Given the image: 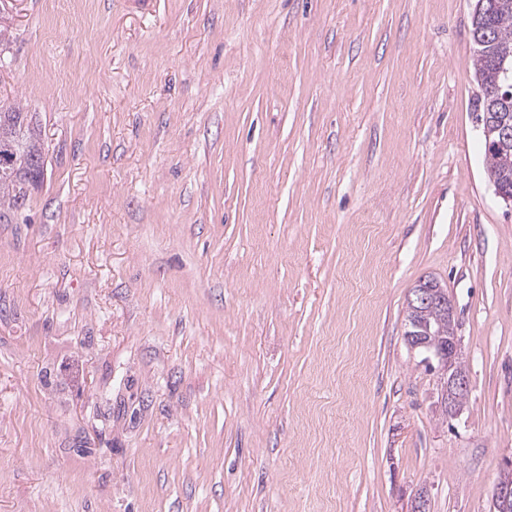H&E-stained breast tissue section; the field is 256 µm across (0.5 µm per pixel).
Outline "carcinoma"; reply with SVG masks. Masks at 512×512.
Wrapping results in <instances>:
<instances>
[{
  "label": "carcinoma",
  "mask_w": 512,
  "mask_h": 512,
  "mask_svg": "<svg viewBox=\"0 0 512 512\" xmlns=\"http://www.w3.org/2000/svg\"><path fill=\"white\" fill-rule=\"evenodd\" d=\"M479 9L472 20V32L484 38L477 45L474 74L478 83L493 89L501 82L496 69V58L505 50L512 51V0H476ZM36 116L20 106L0 104V224L17 223L21 211L33 190L28 159L43 152L35 130ZM487 178L512 187V150L502 155L485 149ZM431 321L439 342L454 335L455 320L437 319L432 314L407 310V330H413V321Z\"/></svg>",
  "instance_id": "cac0c4a2"
}]
</instances>
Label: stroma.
<instances>
[{
    "mask_svg": "<svg viewBox=\"0 0 512 512\" xmlns=\"http://www.w3.org/2000/svg\"><path fill=\"white\" fill-rule=\"evenodd\" d=\"M475 0H8L42 187L0 224V512H492L512 205ZM438 279L454 420L404 332ZM480 115L477 116L479 120L481 118L483 122V126L486 120V102L485 98L482 97L480 101ZM483 133L488 140V146L485 137H483L484 147H485V171L488 180L491 182L494 187L495 194L502 198L505 202H512V196L506 193V190L502 189L500 183L496 181H502L503 183H508L512 190V146L510 151H508L509 146L512 142V124L507 121V119H502L501 121H497L494 126L489 128V126H484ZM495 135L493 138L492 136ZM488 147L493 148L494 150H499L502 152H507L509 155V161L505 160V156L500 154L498 151H493ZM496 180V181H495ZM429 350L437 361L441 404L445 407L448 405L449 418H457L461 415L468 392V377L464 365L460 362V338L455 336L447 345ZM460 394L464 395L462 400L458 397Z\"/></svg>",
    "mask_w": 512,
    "mask_h": 512,
    "instance_id": "35a3bbf8",
    "label": "stroma"
}]
</instances>
